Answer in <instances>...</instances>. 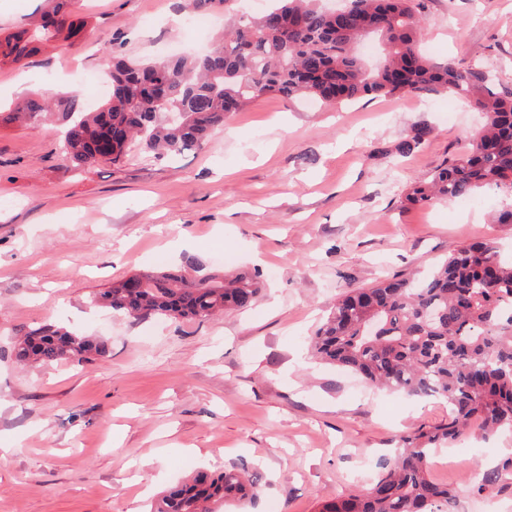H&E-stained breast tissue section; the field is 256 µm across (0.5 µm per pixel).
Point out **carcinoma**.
Masks as SVG:
<instances>
[{"instance_id": "obj_1", "label": "carcinoma", "mask_w": 512, "mask_h": 512, "mask_svg": "<svg viewBox=\"0 0 512 512\" xmlns=\"http://www.w3.org/2000/svg\"><path fill=\"white\" fill-rule=\"evenodd\" d=\"M52 3L38 33L21 30L0 38V57L20 64L38 42L69 38L81 26L70 20L69 0ZM230 0H188L203 12ZM260 17L240 15L203 53L112 67V97L98 111H84L76 92L32 94L0 116L15 122L55 106L68 121L64 153L78 165L100 159L91 131L125 128L127 140L109 157L122 162L137 148L156 158L194 151L240 107L269 94L316 98L347 105L367 96L425 97L448 93L484 115L482 130L465 149L424 180L413 181L402 203L421 208L435 200L467 198L483 187L512 189V91L482 65L431 62L419 49L424 22L418 0H350L343 23L318 0H278ZM378 37L383 61L369 67L356 52L363 37ZM422 123L394 145L406 157L428 142ZM141 287L120 282L92 302L135 320L205 318L244 309L259 292L256 277L180 271L137 274ZM313 354L360 374L374 387L448 403V421L401 437V449L368 489L324 503L321 512H449L453 491L430 478L432 455L472 429L483 438L512 432V262L491 241L454 250L423 278L383 280L336 300L310 338ZM107 351L96 337L43 325L15 344L21 363L43 366L88 361ZM512 487V459L480 473L477 488ZM253 487L248 471L197 472L167 490L153 512H207L206 504L243 498Z\"/></svg>"}]
</instances>
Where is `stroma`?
Wrapping results in <instances>:
<instances>
[{
  "instance_id": "1",
  "label": "stroma",
  "mask_w": 512,
  "mask_h": 512,
  "mask_svg": "<svg viewBox=\"0 0 512 512\" xmlns=\"http://www.w3.org/2000/svg\"><path fill=\"white\" fill-rule=\"evenodd\" d=\"M186 0H74L83 30L0 66V105L32 91L105 102L114 57L199 48L174 24ZM48 0H0V33L34 30ZM422 47L435 62L482 64L512 90V0H425ZM419 122L432 134L396 161ZM481 123L445 94L306 107L266 95L199 150L78 165L61 116L0 124V512H147L195 471L247 467L233 512H319L369 487L400 436L448 418L435 398L381 392L311 360L307 343L338 297L428 270L477 240L512 252L493 214L512 193L407 209L409 181L457 153ZM195 266L257 276L248 309L136 321L93 305L133 274ZM61 322L103 338L104 356L16 363L18 331ZM512 456V435L461 437L430 474L455 512H512V488L468 476Z\"/></svg>"
}]
</instances>
